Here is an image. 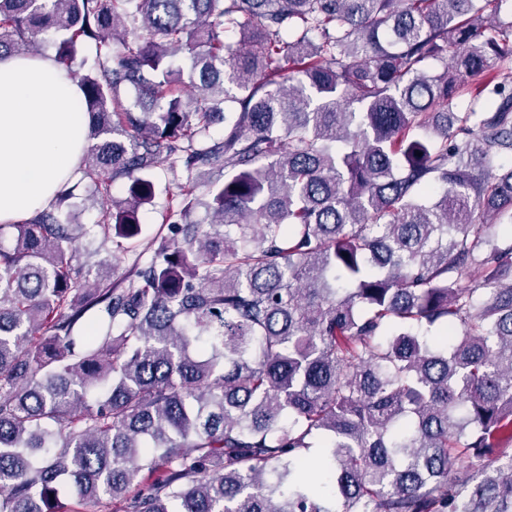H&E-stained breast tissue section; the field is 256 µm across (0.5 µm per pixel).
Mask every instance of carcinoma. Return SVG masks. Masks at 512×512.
Masks as SVG:
<instances>
[{
    "label": "carcinoma",
    "instance_id": "cac0c4a2",
    "mask_svg": "<svg viewBox=\"0 0 512 512\" xmlns=\"http://www.w3.org/2000/svg\"><path fill=\"white\" fill-rule=\"evenodd\" d=\"M508 11L0 0V59L78 80L102 244L170 195L120 283L74 184L0 224V512H512ZM74 197L63 204V208L71 214L73 224H84L89 227L97 219L98 208L96 203L92 206L89 199L94 195L84 183H81L74 191Z\"/></svg>",
    "mask_w": 512,
    "mask_h": 512
}]
</instances>
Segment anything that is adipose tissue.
Listing matches in <instances>:
<instances>
[{"mask_svg":"<svg viewBox=\"0 0 512 512\" xmlns=\"http://www.w3.org/2000/svg\"><path fill=\"white\" fill-rule=\"evenodd\" d=\"M76 80L54 56L0 60V222L49 206L88 146Z\"/></svg>","mask_w":512,"mask_h":512,"instance_id":"obj_1","label":"adipose tissue"}]
</instances>
